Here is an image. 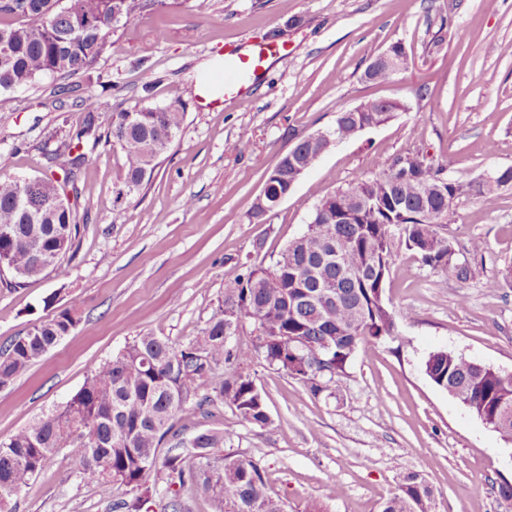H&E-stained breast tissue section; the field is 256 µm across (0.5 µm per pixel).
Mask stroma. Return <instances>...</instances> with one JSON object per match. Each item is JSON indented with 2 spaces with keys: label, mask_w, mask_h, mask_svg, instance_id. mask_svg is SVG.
Listing matches in <instances>:
<instances>
[{
  "label": "stroma",
  "mask_w": 512,
  "mask_h": 512,
  "mask_svg": "<svg viewBox=\"0 0 512 512\" xmlns=\"http://www.w3.org/2000/svg\"><path fill=\"white\" fill-rule=\"evenodd\" d=\"M278 33L285 49L240 101L199 97L206 65ZM401 43L409 67L374 84L372 54ZM105 104L100 121L142 101L187 105L181 132L148 183L117 197L125 180L119 147L99 144L82 167L79 234L56 268L22 287L0 286V347L63 311L77 324L9 387L0 389V439L63 407L91 370L151 333L181 345L201 335L242 264H271L307 228L318 196L376 172L395 154L421 149L449 177L472 180L512 166V0H177L111 35L105 54L74 76ZM150 93H143V86ZM52 79L0 95V176H40L47 133L78 125L73 103L52 106ZM369 99L400 102L388 124L332 146L262 223L250 217L278 156L305 135L333 127L338 112ZM251 141L248 152L237 149ZM459 281L399 249L386 285L392 309L411 308L395 336L363 347L330 394L254 357L247 371L266 398L257 428L214 403L210 417L175 419L184 438L226 430L225 450L258 461L285 512H381L410 472L435 495L434 512H512L498 485L512 483V444L425 373L445 349L512 374V288H486L512 265V188L494 209L461 198L444 229ZM485 252L474 253V240ZM142 512H212L195 487L170 495L157 472ZM94 481L68 450L49 456L17 498L15 512H112L133 500Z\"/></svg>",
  "instance_id": "1"
}]
</instances>
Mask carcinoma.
Here are the masks:
<instances>
[{
  "label": "carcinoma",
  "instance_id": "obj_1",
  "mask_svg": "<svg viewBox=\"0 0 512 512\" xmlns=\"http://www.w3.org/2000/svg\"><path fill=\"white\" fill-rule=\"evenodd\" d=\"M23 22L0 6V94L26 87L44 77L66 79L88 70L106 52L110 34L137 15L168 5L167 0H37ZM122 7L121 20L112 22ZM408 67L405 48L393 44L371 56L364 79L386 83ZM57 93L80 101L83 118L76 129L61 127L47 136L48 160L61 162L63 178H0V266L12 274L5 282L18 287L41 275L71 250L77 235L76 212L53 201L62 184L75 183L86 159L82 148L112 137L125 156L126 176L116 199L141 187L158 159L181 130L183 104L145 105L112 117V129L99 133L104 103L84 96L78 84H59ZM360 112H339L333 139H352L365 125H384L400 104L372 100ZM329 142L307 136L281 155L269 171L263 193L251 208L261 221L275 201L287 197L296 169L314 165ZM419 149L397 154L366 178L322 196L307 230L293 239L268 267L248 265L224 288V301L202 335L177 346L153 334L136 337L112 360L95 368L64 407L50 412L0 441V512L12 502L50 455L67 448L95 481L138 490L146 473L157 469L166 488L188 484L208 498L213 512H284L268 492L259 464L224 447V430L205 429L190 442L193 461L180 453L159 458L166 441L181 446L174 431L176 416L203 410L220 400L243 422L263 428L270 423L264 394L245 372L252 359L265 361L309 384L313 395L330 389L346 372L355 353L367 343L394 335L396 317L409 319L408 308L394 311L384 296L402 246L423 265L450 273L459 281L472 276L456 260L448 238L440 233L456 202L478 198L497 204L501 189L512 186V167L488 179L462 180ZM44 258L43 264L33 255ZM253 323L256 343L227 346L244 321ZM68 311L33 326L0 349V388L11 385L75 327ZM224 365L225 375L216 374ZM425 373L441 390L467 406L470 413L507 443H512V376L448 350L425 361ZM432 489L418 473L403 478L381 512H427Z\"/></svg>",
  "mask_w": 512,
  "mask_h": 512
}]
</instances>
